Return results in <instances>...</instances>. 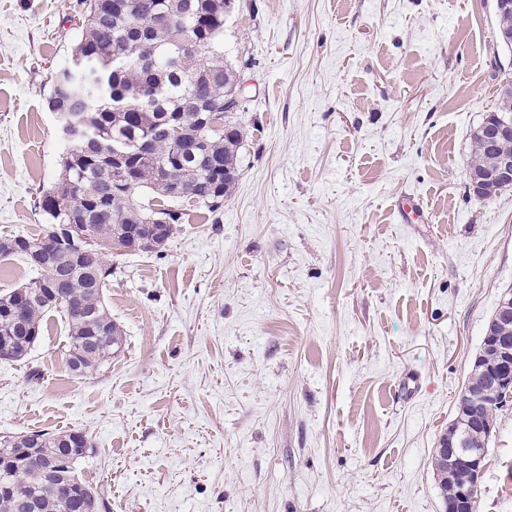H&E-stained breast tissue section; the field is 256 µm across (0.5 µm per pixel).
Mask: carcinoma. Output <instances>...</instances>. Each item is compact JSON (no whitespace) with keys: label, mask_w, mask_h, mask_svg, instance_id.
<instances>
[{"label":"carcinoma","mask_w":512,"mask_h":512,"mask_svg":"<svg viewBox=\"0 0 512 512\" xmlns=\"http://www.w3.org/2000/svg\"><path fill=\"white\" fill-rule=\"evenodd\" d=\"M86 14L71 62L54 76L52 112L67 113L73 123L63 161V176L41 195L38 204L50 223L40 234L0 238V257L21 256L42 243L53 266L20 288L0 293V342L11 344L15 360L27 354L29 334L38 337L45 315L62 309L70 336L66 357L82 353L84 376L96 371L122 346L105 291L112 266L105 252L131 248L133 233L148 224L164 231L156 251L181 223L171 193L210 212L224 205L237 180L238 152L244 139L236 113L225 106L238 82L224 58V19L232 0H85ZM198 145L204 155L172 162L180 151ZM147 192L144 204L137 194ZM80 224L96 239V250L74 257L54 239L52 227ZM23 309L21 319L13 315ZM95 343H89V340ZM486 374L472 366L459 396L456 415L468 414L494 424L512 399L502 392L496 402L482 395ZM72 433L39 431L45 452L66 454ZM433 470L442 502L460 503V484L470 483L466 469L448 479V468L434 451ZM13 487L19 499H33L40 512H57L54 489L38 466L17 472L0 467V485ZM83 503L74 512H105L104 489L81 482Z\"/></svg>","instance_id":"cac0c4a2"}]
</instances>
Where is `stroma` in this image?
I'll use <instances>...</instances> for the list:
<instances>
[{"mask_svg":"<svg viewBox=\"0 0 512 512\" xmlns=\"http://www.w3.org/2000/svg\"><path fill=\"white\" fill-rule=\"evenodd\" d=\"M238 177L162 252H109L121 350L66 362L60 312L0 360V439L83 432L111 512H444L432 456L503 291L512 187L469 188L512 51L496 0H237ZM82 0H0V237L40 232L48 108ZM413 198L416 217L398 200ZM478 512H512V406Z\"/></svg>","mask_w":512,"mask_h":512,"instance_id":"1","label":"stroma"}]
</instances>
